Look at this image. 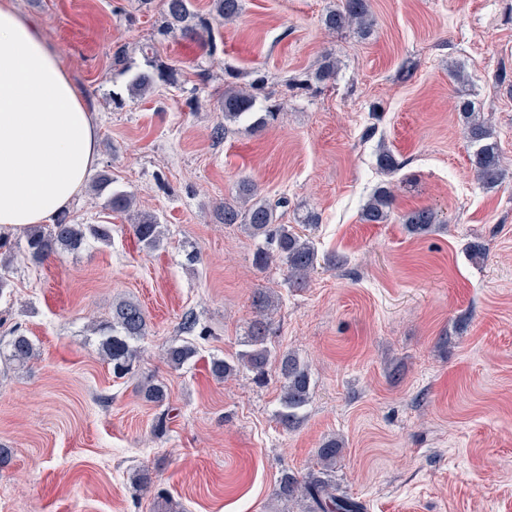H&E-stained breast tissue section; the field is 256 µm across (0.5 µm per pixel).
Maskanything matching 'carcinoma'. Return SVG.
<instances>
[{"instance_id": "carcinoma-1", "label": "carcinoma", "mask_w": 512, "mask_h": 512, "mask_svg": "<svg viewBox=\"0 0 512 512\" xmlns=\"http://www.w3.org/2000/svg\"><path fill=\"white\" fill-rule=\"evenodd\" d=\"M243 12V0H212V14L218 21L232 23ZM324 24L331 30L357 26L369 30L373 20L367 0H340L338 7L329 10ZM209 31L208 23L192 9L190 0H165L163 33L178 34L182 37L200 39ZM175 81V70L157 64L150 70L134 73L129 82V90L135 95L150 92L157 82ZM264 78L260 77L244 89L228 84L224 88V119L235 121L254 113L257 92L263 89ZM458 111L465 121L467 138L475 150L471 164L482 184L491 189L502 180L497 145L491 141V131L471 111L468 101L458 103ZM381 171L392 174L403 167V162L383 148L377 156ZM394 194L390 184H380L363 205L361 220L366 224H383L391 214ZM108 206L120 212H128L134 206V198L125 192H114L108 199ZM278 204L259 197L257 185L249 178L238 184L237 200L224 202L220 206V219L225 224H238L251 236L261 240L254 255L255 266L265 268L274 261L287 266L288 284L298 288L304 286L308 277L318 266L334 267L338 264L334 256H320L313 238L306 231L319 223V216L307 213L299 226L278 223ZM402 223L411 234L431 231L439 223L437 213L427 207L411 210L402 215ZM137 242L148 250L156 249L162 240L163 231L158 216L150 212H140L132 224ZM107 241L110 228L106 224L87 227L75 224L66 213L55 218L54 223L36 224L24 231V248L32 261L42 263L61 253L80 250L87 235ZM254 317L247 331V349L232 359H215L210 366L211 374L220 379L235 375L244 368L258 376L265 374L267 366L274 362L283 379L277 411L278 421L285 427L297 424L300 411L307 405L311 390V373L308 364L293 353L276 355L271 350V339L275 335L272 313L276 307L274 295L264 288H258L252 296ZM101 350L112 363L113 375L121 378L127 374L137 358L136 343L148 334V323L142 307L131 301H121L112 306L111 321L103 328ZM9 360L24 365L34 356L31 339L23 334L13 336L8 341ZM196 353L194 345L188 341L170 347L166 352L167 362L178 368L187 363ZM144 398L155 404L166 399L163 385L152 381L141 383ZM341 447L331 439L317 450L320 469H310L302 475L283 472L274 494L284 501H303L308 512H364L363 505L347 496L336 493V482L332 479L336 457Z\"/></svg>"}]
</instances>
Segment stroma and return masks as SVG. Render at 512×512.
Segmentation results:
<instances>
[{
    "instance_id": "stroma-1",
    "label": "stroma",
    "mask_w": 512,
    "mask_h": 512,
    "mask_svg": "<svg viewBox=\"0 0 512 512\" xmlns=\"http://www.w3.org/2000/svg\"><path fill=\"white\" fill-rule=\"evenodd\" d=\"M16 5L96 114L94 172L112 183L83 188L69 214L112 237L41 264L18 246L0 268V344L17 331L37 351L23 366L0 359V448L12 451L0 512H302L275 484L307 472L331 439L336 485L364 512H512V0H368V36L325 26L336 0H244L208 45L161 35L162 0ZM328 57L334 79L306 82ZM153 64L176 81L131 96L132 73ZM232 72L241 87L264 76L256 109L273 103L279 116L227 124L218 139ZM462 100L494 133L498 187L473 173ZM382 144L403 163L389 176ZM245 177L261 197L287 198L283 223L317 212L311 234L343 265L302 288L283 264L257 270L254 240L215 215ZM385 181L388 223H363ZM115 191L157 214L160 247L141 249L128 215L107 205ZM425 206L439 225L408 234L402 214ZM258 288L278 294L275 351L311 368L294 429L276 418L277 369L261 384L210 372L243 350ZM121 300L140 304L149 334L134 376L119 379L91 324ZM186 341L195 357L172 368L167 349ZM147 378L165 385L164 404L137 392Z\"/></svg>"
}]
</instances>
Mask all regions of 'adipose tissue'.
I'll return each mask as SVG.
<instances>
[{
    "label": "adipose tissue",
    "mask_w": 512,
    "mask_h": 512,
    "mask_svg": "<svg viewBox=\"0 0 512 512\" xmlns=\"http://www.w3.org/2000/svg\"><path fill=\"white\" fill-rule=\"evenodd\" d=\"M98 126L60 53L0 0V234L49 224L98 159Z\"/></svg>",
    "instance_id": "obj_1"
}]
</instances>
